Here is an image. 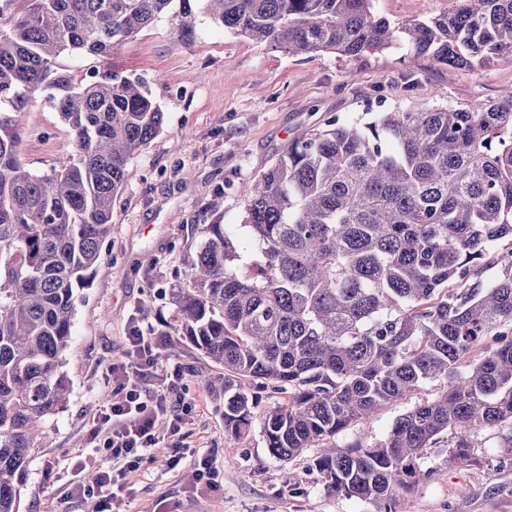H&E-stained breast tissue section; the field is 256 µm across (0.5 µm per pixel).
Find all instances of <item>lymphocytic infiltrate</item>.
Wrapping results in <instances>:
<instances>
[{
  "mask_svg": "<svg viewBox=\"0 0 512 512\" xmlns=\"http://www.w3.org/2000/svg\"><path fill=\"white\" fill-rule=\"evenodd\" d=\"M128 340L131 360L112 369L119 401L100 408L95 420L110 433L103 447L109 452L115 469L96 467L95 485L100 493L95 512H112V502L123 492L121 479L125 472L134 471L160 448L157 425L168 421L177 426L179 409L169 394L180 378L179 369L159 370L156 350L167 341L166 335H148L140 325H133Z\"/></svg>",
  "mask_w": 512,
  "mask_h": 512,
  "instance_id": "obj_1",
  "label": "lymphocytic infiltrate"
}]
</instances>
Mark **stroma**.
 I'll list each match as a JSON object with an SVG mask.
<instances>
[{
  "instance_id": "obj_1",
  "label": "stroma",
  "mask_w": 512,
  "mask_h": 512,
  "mask_svg": "<svg viewBox=\"0 0 512 512\" xmlns=\"http://www.w3.org/2000/svg\"><path fill=\"white\" fill-rule=\"evenodd\" d=\"M451 0H374L392 23L434 16ZM170 14L142 30L118 51L128 72L143 76L166 114L163 131L135 155L136 172L112 208V232L102 249V269L76 305L73 339L63 369L70 381L66 407L49 422L32 453L20 512H93L96 501L71 492V467L96 453L98 409L111 403L113 365L129 360L133 322L168 332L161 364L181 373L175 403L184 404L178 432L163 431L162 445L185 449L177 467L160 456L125 478L114 512H375L372 504L327 493L305 457L269 456L260 426L238 441L224 432V400L206 386L221 374L214 364L169 329L178 322L173 289L185 273L210 224H238L243 203L234 186L275 160L301 131L332 115L367 119L379 112L431 106H468L498 100L512 89V60L485 68H454L429 57L408 65L405 51L391 48L351 59L335 53L293 56L214 25L196 15V38L185 43ZM71 149L68 125L49 104L29 113L18 153L41 173ZM427 384L369 422L349 427L336 442L383 440L393 420L437 396ZM474 440L483 462H447L440 448L427 449L434 476L401 498L396 512H512V461L494 453L497 434L479 430ZM211 457L216 484L195 476L196 462Z\"/></svg>"
}]
</instances>
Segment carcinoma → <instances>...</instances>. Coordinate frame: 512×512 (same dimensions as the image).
Returning <instances> with one entry per match:
<instances>
[{"label":"carcinoma","instance_id":"cac0c4a2","mask_svg":"<svg viewBox=\"0 0 512 512\" xmlns=\"http://www.w3.org/2000/svg\"><path fill=\"white\" fill-rule=\"evenodd\" d=\"M0 0V512H19L33 448L67 404L63 370L78 291L97 274L133 156L163 129L146 82L114 61L174 0ZM178 35L191 43L192 3ZM214 23L293 55L359 58L395 47L459 67L512 58V0H454L393 24L373 0H202ZM68 55L74 66L58 64ZM72 149L47 173L17 146L38 101ZM250 232L211 224L175 294L178 332L224 369V432L259 423L269 455L325 489L395 512L428 482L424 451L475 465L497 431L512 460V249L489 284L491 246L512 238V91L491 104L334 116L236 188ZM430 383L384 440L336 436Z\"/></svg>","mask_w":512,"mask_h":512}]
</instances>
